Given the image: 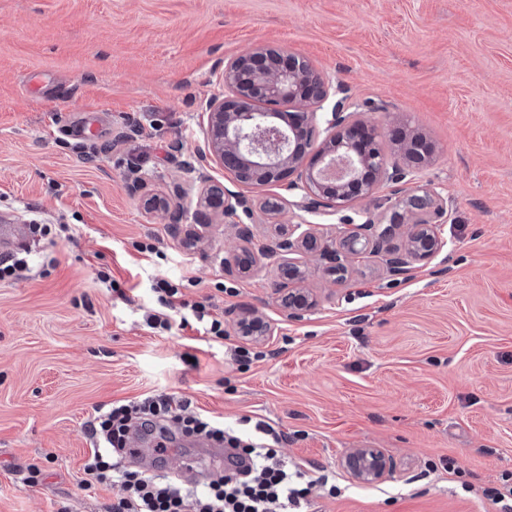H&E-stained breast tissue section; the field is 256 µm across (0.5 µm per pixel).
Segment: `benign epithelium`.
Here are the masks:
<instances>
[{"label": "benign epithelium", "mask_w": 512, "mask_h": 512, "mask_svg": "<svg viewBox=\"0 0 512 512\" xmlns=\"http://www.w3.org/2000/svg\"><path fill=\"white\" fill-rule=\"evenodd\" d=\"M218 82L224 92L212 95L202 111L207 150L183 163L186 185L202 178L200 168L208 160L243 185L274 184L294 174L296 179L288 182L292 200L276 195L267 199L269 208L283 214L288 208L306 210L323 203L341 207L355 196L369 198L382 177L395 183L415 180L413 169L388 167L376 129L358 113L346 111L342 99L334 102L325 136L318 139V111L340 87L307 60L290 54L280 67L265 49L251 48L224 62ZM258 102L285 104L291 111H271L256 106ZM388 202L387 225L375 224L368 217L350 225L336 242L322 240L301 223L285 224L257 253L246 247L253 233L239 220L241 212L252 214L251 204L223 183L204 181L192 220L205 229L211 224L208 211L219 208L224 219L237 226L245 246L224 257V268L229 271L250 272L260 254L279 257L276 302L288 317L297 319L317 305L313 294L302 286L306 271L299 253H320L328 261L327 274L336 279L347 274L356 257L383 252L388 273L399 276L412 263L428 261L448 245L437 232L448 217L447 198L441 192L422 189L402 198L390 197ZM398 235L404 239L403 250L384 248ZM233 328L237 335L256 341L271 333V324L255 309L237 315ZM341 465L353 479L364 483L382 481L392 471L390 460L378 448H357Z\"/></svg>", "instance_id": "benign-epithelium-1"}]
</instances>
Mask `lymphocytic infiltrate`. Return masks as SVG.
Returning <instances> with one entry per match:
<instances>
[{"label":"lymphocytic infiltrate","instance_id":"1","mask_svg":"<svg viewBox=\"0 0 512 512\" xmlns=\"http://www.w3.org/2000/svg\"><path fill=\"white\" fill-rule=\"evenodd\" d=\"M166 423L175 424L184 436L223 444L229 459L249 460L250 471L242 476L225 473L206 490L194 493L160 474L127 469L121 452L130 429L151 431ZM88 431L93 448L85 474L98 483L115 482L121 487L110 512H298L313 487L328 481L327 475L315 477L288 467L277 451L281 439L269 426L256 423L254 435L244 438L193 410L190 402L166 394L112 404L94 417Z\"/></svg>","mask_w":512,"mask_h":512}]
</instances>
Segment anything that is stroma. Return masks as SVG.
Instances as JSON below:
<instances>
[{
    "label": "stroma",
    "instance_id": "obj_1",
    "mask_svg": "<svg viewBox=\"0 0 512 512\" xmlns=\"http://www.w3.org/2000/svg\"><path fill=\"white\" fill-rule=\"evenodd\" d=\"M256 45L339 81L389 163L391 118L426 140L416 185L448 197L447 249L397 277L367 254L336 284L306 256L317 305L291 319L272 290L277 259L225 272L234 225L214 217L189 246V223L148 210L154 195L195 208L201 184L173 185L205 148L201 109L225 60ZM92 112L97 132L78 135ZM204 173L254 200L255 248L288 222L328 237L385 223L394 190L274 215L261 203L291 199L287 182ZM0 216L54 227L0 281V512H107L120 489L84 472L88 423L147 393L281 433L286 463L336 479L304 512H500L482 489L512 478V0H0ZM160 279L227 322L259 310L272 332L244 362L235 332L153 331ZM364 447L391 460L386 480L341 468ZM190 454L196 471L176 453L165 474L198 490L219 478L205 449Z\"/></svg>",
    "mask_w": 512,
    "mask_h": 512
}]
</instances>
